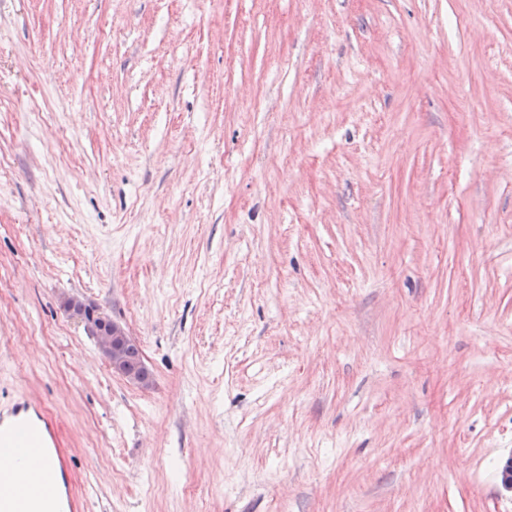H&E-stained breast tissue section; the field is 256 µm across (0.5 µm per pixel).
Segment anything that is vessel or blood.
<instances>
[{"instance_id":"vessel-or-blood-1","label":"vessel or blood","mask_w":512,"mask_h":512,"mask_svg":"<svg viewBox=\"0 0 512 512\" xmlns=\"http://www.w3.org/2000/svg\"><path fill=\"white\" fill-rule=\"evenodd\" d=\"M0 446L23 447L38 461L13 477L9 495L0 496V512H33L36 503L44 512H74L71 481L58 459L56 425L37 404L23 397L0 409Z\"/></svg>"}]
</instances>
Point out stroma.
<instances>
[{
  "label": "stroma",
  "mask_w": 512,
  "mask_h": 512,
  "mask_svg": "<svg viewBox=\"0 0 512 512\" xmlns=\"http://www.w3.org/2000/svg\"><path fill=\"white\" fill-rule=\"evenodd\" d=\"M0 155L78 512H512V0H0ZM69 307L83 316L88 328L96 338L103 357L111 366L112 372L142 387L146 386L148 384L147 381L140 377H146L150 372L143 364L144 362L142 363L143 360L141 361L142 357L140 358V351L138 347H136L137 344L135 340L132 336H128L121 324L106 315L88 310L87 307L80 302L72 301L69 303ZM127 370L133 373L137 378L130 375Z\"/></svg>",
  "instance_id": "35a3bbf8"
}]
</instances>
